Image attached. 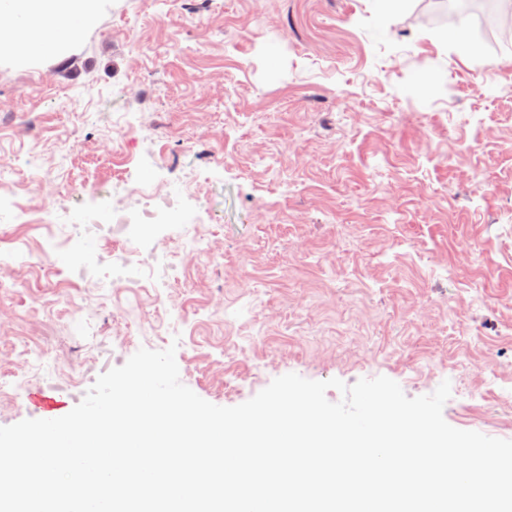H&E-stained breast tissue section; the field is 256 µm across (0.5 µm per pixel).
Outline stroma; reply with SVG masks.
I'll use <instances>...</instances> for the list:
<instances>
[{
    "label": "stroma",
    "instance_id": "35a3bbf8",
    "mask_svg": "<svg viewBox=\"0 0 512 512\" xmlns=\"http://www.w3.org/2000/svg\"><path fill=\"white\" fill-rule=\"evenodd\" d=\"M439 9L98 0L58 53L0 55V426L35 418L33 389L75 405L173 345L218 406L288 373L410 397L447 380L449 425L512 440V42L473 15L452 33ZM143 188L177 195L188 268L130 224L104 232L138 239L168 286L68 260L83 212L134 215Z\"/></svg>",
    "mask_w": 512,
    "mask_h": 512
}]
</instances>
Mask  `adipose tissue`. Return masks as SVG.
<instances>
[{
	"label": "adipose tissue",
	"instance_id": "adipose-tissue-1",
	"mask_svg": "<svg viewBox=\"0 0 512 512\" xmlns=\"http://www.w3.org/2000/svg\"><path fill=\"white\" fill-rule=\"evenodd\" d=\"M97 0H0V53L53 54L93 20Z\"/></svg>",
	"mask_w": 512,
	"mask_h": 512
}]
</instances>
